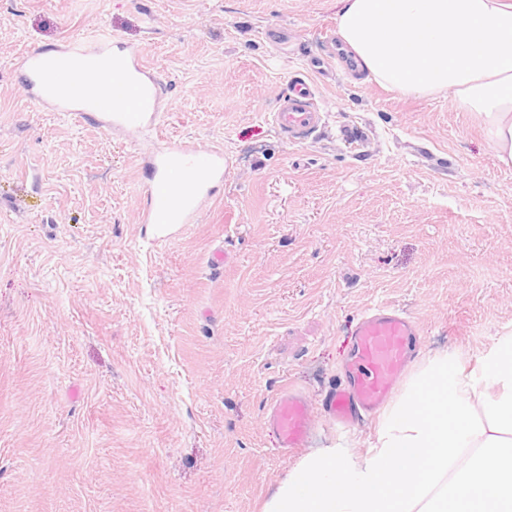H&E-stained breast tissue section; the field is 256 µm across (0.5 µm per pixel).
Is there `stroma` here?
<instances>
[{"label":"stroma","instance_id":"35a3bbf8","mask_svg":"<svg viewBox=\"0 0 512 512\" xmlns=\"http://www.w3.org/2000/svg\"><path fill=\"white\" fill-rule=\"evenodd\" d=\"M339 0H0V512H261L300 459L267 416L343 381L362 315L414 355L512 334V169L447 94L314 75ZM106 32L167 81L160 128L230 165L196 223L139 222L156 146L32 104L16 60ZM223 251L222 269L210 264ZM272 122L278 133L291 143H303L324 124V113L317 104V91L309 78L297 80L284 97Z\"/></svg>","mask_w":512,"mask_h":512}]
</instances>
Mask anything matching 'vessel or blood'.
Masks as SVG:
<instances>
[{"instance_id": "1", "label": "vessel or blood", "mask_w": 512, "mask_h": 512, "mask_svg": "<svg viewBox=\"0 0 512 512\" xmlns=\"http://www.w3.org/2000/svg\"><path fill=\"white\" fill-rule=\"evenodd\" d=\"M24 91L38 105L88 119L97 113L105 130H159L164 88L139 48L107 35L74 39L51 49L35 48L16 62ZM278 133L302 143L324 124L311 79L297 80L272 114ZM152 180L143 189L139 219L161 239L195 223L223 182L229 161L223 150H202L190 141L167 142L145 160ZM419 334L406 314L380 306L363 315L356 327L349 382L329 393L324 417L333 425L350 424L357 414L377 412L388 400L398 377L410 362ZM269 421L288 450L305 446L314 428L308 401L288 388L275 398Z\"/></svg>"}]
</instances>
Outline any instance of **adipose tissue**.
Returning <instances> with one entry per match:
<instances>
[{
  "mask_svg": "<svg viewBox=\"0 0 512 512\" xmlns=\"http://www.w3.org/2000/svg\"><path fill=\"white\" fill-rule=\"evenodd\" d=\"M338 35L367 81L402 95L447 93L481 118L512 168V0H341Z\"/></svg>",
  "mask_w": 512,
  "mask_h": 512,
  "instance_id": "obj_1",
  "label": "adipose tissue"
}]
</instances>
